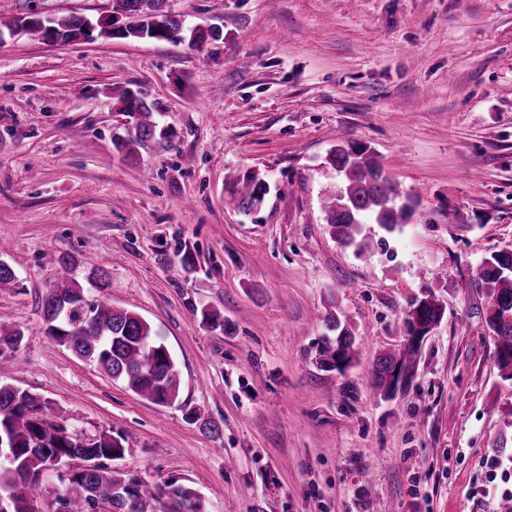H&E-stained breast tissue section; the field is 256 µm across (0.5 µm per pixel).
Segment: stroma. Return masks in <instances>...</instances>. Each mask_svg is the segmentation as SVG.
Segmentation results:
<instances>
[{
    "instance_id": "35a3bbf8",
    "label": "stroma",
    "mask_w": 512,
    "mask_h": 512,
    "mask_svg": "<svg viewBox=\"0 0 512 512\" xmlns=\"http://www.w3.org/2000/svg\"><path fill=\"white\" fill-rule=\"evenodd\" d=\"M192 45L154 39L0 36V324L24 343L0 381L40 395L80 439L129 432L109 468L156 487L182 479L209 512H500L512 497V380L472 287L512 244V0H166ZM95 19L112 0H0ZM140 90L168 131L118 153ZM370 147L416 211L341 245L324 205L331 150ZM269 189L238 211L233 180ZM195 255L185 270L177 249ZM68 257L105 272L113 305L139 313L172 353L177 399L151 403L46 335L43 301ZM442 300L409 385L372 388L411 304ZM223 312L210 331L193 306ZM356 338L344 372L314 361L330 313ZM197 408L218 433L187 422Z\"/></svg>"
}]
</instances>
